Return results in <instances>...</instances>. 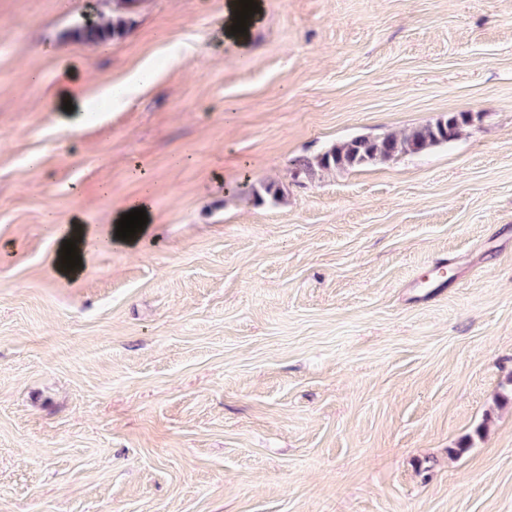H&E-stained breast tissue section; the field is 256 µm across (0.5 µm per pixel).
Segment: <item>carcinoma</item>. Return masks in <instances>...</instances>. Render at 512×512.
<instances>
[{"mask_svg":"<svg viewBox=\"0 0 512 512\" xmlns=\"http://www.w3.org/2000/svg\"><path fill=\"white\" fill-rule=\"evenodd\" d=\"M125 24L126 20L123 16L114 15L103 25L79 30V35L86 42L97 43L111 35L121 33ZM470 123L469 113L451 112L433 123L415 126L401 132L352 137L337 143L320 156L297 160L298 174L311 178L320 171L349 170L379 159L420 154L436 145L454 141Z\"/></svg>","mask_w":512,"mask_h":512,"instance_id":"carcinoma-1","label":"carcinoma"}]
</instances>
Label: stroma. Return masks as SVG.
<instances>
[{
  "label": "stroma",
  "instance_id": "stroma-1",
  "mask_svg": "<svg viewBox=\"0 0 512 512\" xmlns=\"http://www.w3.org/2000/svg\"><path fill=\"white\" fill-rule=\"evenodd\" d=\"M224 5L0 0V512H512V0H262L244 48ZM451 112L453 142L294 177ZM125 24L126 20L122 15H112V20L107 21L103 25L83 28L79 30V35L86 42L97 43L104 41L111 35L115 36L120 34ZM151 71L150 65H144L132 73L127 80L119 85H104L98 89L95 96L90 98L73 97V111L85 115L86 112H106L101 104H106L109 112L119 110L125 106L137 88L148 79ZM93 98H99L97 101ZM141 208H145L146 213H147L148 220H147L146 226H143V230L136 232L135 236H133L132 238H128L127 240L119 239L116 236V229H117L118 222L121 219L122 215H125L126 213L130 212V210H132V209H141ZM149 212H150V206L148 204V201L145 198H141L139 200L132 202L127 207V209L125 211L117 214V216L115 217L114 233H113V236L111 235V237L107 243L112 246V242H113V244L115 246H120V247H124V248H128V249L138 247L141 244V242H142L143 238L145 237V235L148 231V228H149V224H150ZM87 237V229L82 224H72L70 226L69 233L60 241L59 243V258L57 260V263L55 265L56 272L59 276L64 278H72L77 276L83 267V250H82V244L84 239ZM63 240H72L75 242L76 245V252H78V255H80L81 262H79V265L73 269H64L62 267V264H64V260H62V252L61 248L63 247Z\"/></svg>",
  "mask_w": 512,
  "mask_h": 512
}]
</instances>
